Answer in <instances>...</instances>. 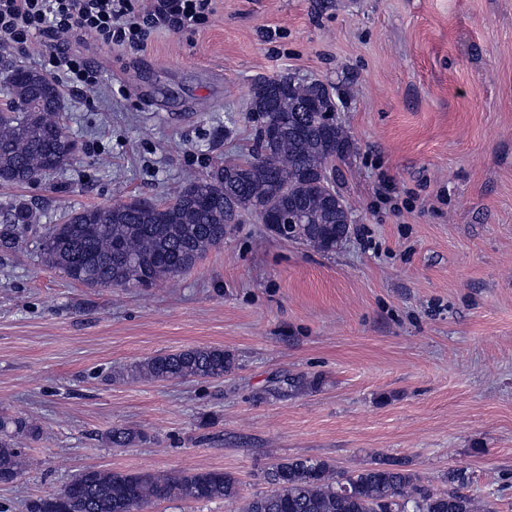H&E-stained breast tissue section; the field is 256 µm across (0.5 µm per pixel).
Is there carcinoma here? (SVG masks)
Instances as JSON below:
<instances>
[{
  "label": "carcinoma",
  "instance_id": "carcinoma-1",
  "mask_svg": "<svg viewBox=\"0 0 512 512\" xmlns=\"http://www.w3.org/2000/svg\"><path fill=\"white\" fill-rule=\"evenodd\" d=\"M8 102L0 107V182L21 185L67 165L77 150L61 116V94L47 76L24 68L9 74ZM248 119L257 141L243 159L219 162L204 177L152 203L140 198L73 210L58 200L63 222L43 237L41 260L88 288L150 287L182 275L224 242L227 227L245 215L296 222L293 240L333 252L336 202L351 205L330 174L351 140L336 119V102L318 80L260 78L251 87ZM235 368L232 354L196 347L156 355L132 376L151 381L219 379ZM144 435L115 427L113 447ZM23 472L12 436L0 434V484ZM267 493L240 496V481L221 470L138 474L87 469L55 494L35 500L30 512H141L152 501H241L240 512H492L453 484L447 490L420 484L406 462L386 459L342 474L320 459L290 458L265 474Z\"/></svg>",
  "mask_w": 512,
  "mask_h": 512
}]
</instances>
